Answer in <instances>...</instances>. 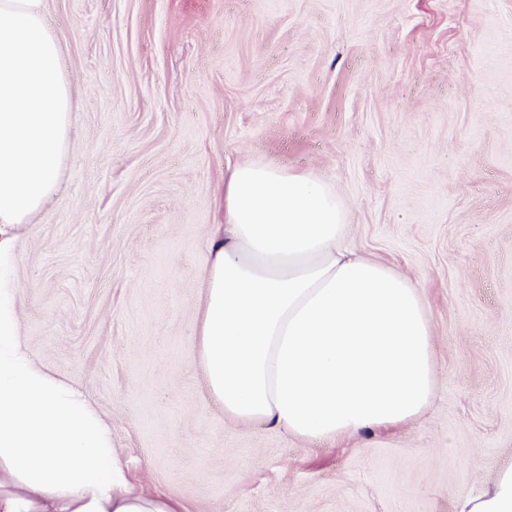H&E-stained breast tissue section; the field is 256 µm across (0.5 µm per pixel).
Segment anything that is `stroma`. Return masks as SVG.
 <instances>
[{"instance_id":"stroma-1","label":"stroma","mask_w":512,"mask_h":512,"mask_svg":"<svg viewBox=\"0 0 512 512\" xmlns=\"http://www.w3.org/2000/svg\"><path fill=\"white\" fill-rule=\"evenodd\" d=\"M71 149L15 230L18 332L185 512H453L512 465V0H47ZM331 184L419 286L435 394L339 441L238 423L197 355L224 176Z\"/></svg>"}]
</instances>
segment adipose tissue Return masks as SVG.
Returning <instances> with one entry per match:
<instances>
[{
    "label": "adipose tissue",
    "mask_w": 512,
    "mask_h": 512,
    "mask_svg": "<svg viewBox=\"0 0 512 512\" xmlns=\"http://www.w3.org/2000/svg\"><path fill=\"white\" fill-rule=\"evenodd\" d=\"M45 0H0V512H181L134 491L83 393L17 335L13 230L50 197L71 98ZM334 188L265 165L224 179L198 336L224 415L300 438L406 423L434 395L432 331L410 279L344 240ZM454 512H512V466Z\"/></svg>",
    "instance_id": "ef3b65f1"
}]
</instances>
